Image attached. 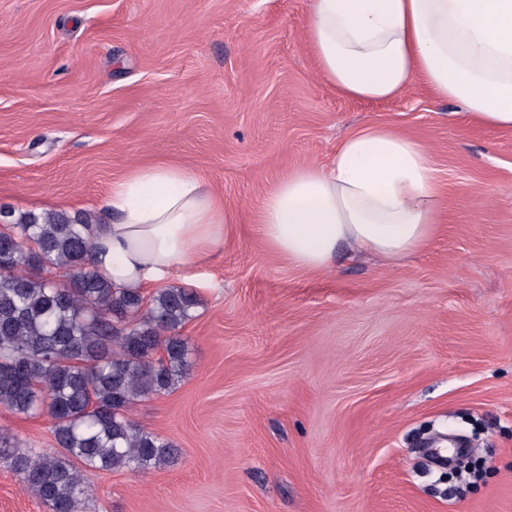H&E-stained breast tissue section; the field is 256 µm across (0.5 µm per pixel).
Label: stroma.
<instances>
[{
  "mask_svg": "<svg viewBox=\"0 0 512 512\" xmlns=\"http://www.w3.org/2000/svg\"><path fill=\"white\" fill-rule=\"evenodd\" d=\"M310 0H0V205L103 215L134 164L196 170L238 221L172 284L202 304L191 369L134 406L171 464L95 471L84 512H512V129L421 86L342 97L307 47ZM430 151L446 190L429 244L388 262L342 249L306 272L255 218L293 167L353 129ZM0 430L52 453L51 421ZM474 449L462 485L423 451ZM0 512H50L0 465Z\"/></svg>",
  "mask_w": 512,
  "mask_h": 512,
  "instance_id": "35a3bbf8",
  "label": "stroma"
}]
</instances>
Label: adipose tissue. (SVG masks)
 Returning a JSON list of instances; mask_svg holds the SVG:
<instances>
[{
  "mask_svg": "<svg viewBox=\"0 0 512 512\" xmlns=\"http://www.w3.org/2000/svg\"><path fill=\"white\" fill-rule=\"evenodd\" d=\"M318 72L348 98L380 102L414 80L486 126L512 128V0H310ZM444 193L429 150L384 125L359 127L327 165L288 171L259 215L265 245L297 267L329 269L342 246L395 260L422 249ZM97 269L140 290L206 256L236 223L191 167H130L104 202Z\"/></svg>",
  "mask_w": 512,
  "mask_h": 512,
  "instance_id": "1",
  "label": "adipose tissue"
}]
</instances>
